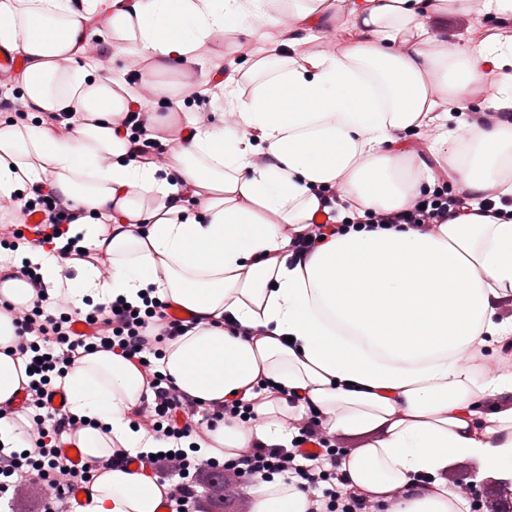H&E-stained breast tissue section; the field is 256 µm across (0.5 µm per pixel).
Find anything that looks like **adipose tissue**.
Listing matches in <instances>:
<instances>
[{
  "instance_id": "adipose-tissue-1",
  "label": "adipose tissue",
  "mask_w": 512,
  "mask_h": 512,
  "mask_svg": "<svg viewBox=\"0 0 512 512\" xmlns=\"http://www.w3.org/2000/svg\"><path fill=\"white\" fill-rule=\"evenodd\" d=\"M344 13L339 50L311 52L309 33ZM490 20L495 35L456 46L434 23ZM512 0H0V47L25 65L16 81L31 112L68 113L69 133L0 123V199L48 181L77 215L69 234L105 254L109 276L80 262L77 279L43 265L73 308L158 298L191 323L159 361L203 407L236 399L253 425L225 418L198 440L202 458L253 445L285 448L317 413L329 432H373L336 460L343 487L393 512H459L443 475L470 460L477 479L512 482V371L482 373V352L512 340ZM261 37L249 97H224L234 130L196 123L166 162L136 157L116 134L130 93L80 65L89 35L148 75L195 64L212 37ZM491 85L496 125L478 122ZM435 128L451 149L429 159L404 141ZM466 201L428 231L410 224L349 229L310 252L292 242L339 192L332 220L409 206L437 178ZM496 193L494 211L482 209ZM197 208H190V199ZM17 329L0 309V406L27 385L12 356ZM72 443L99 468L80 512H161L163 485L107 460L165 441L131 414L154 399L144 370L115 351L85 356L64 379ZM498 404L485 411L483 401ZM310 495L280 475L253 512H309Z\"/></svg>"
}]
</instances>
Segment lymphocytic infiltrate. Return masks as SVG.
<instances>
[{
  "label": "lymphocytic infiltrate",
  "instance_id": "f902f5d3",
  "mask_svg": "<svg viewBox=\"0 0 512 512\" xmlns=\"http://www.w3.org/2000/svg\"><path fill=\"white\" fill-rule=\"evenodd\" d=\"M462 206L460 196L441 194L426 203L416 202L400 210L372 211L370 220L380 226L412 224L429 230L457 217ZM24 212L38 214L42 224L40 236L32 240V247L44 249L46 256H55L51 243L66 237L75 213L53 194L40 195L38 202L25 204ZM21 274L36 293L32 303L9 308L18 329L15 355L22 357L30 353L34 356L29 363L33 383L22 389L29 421L23 439L30 449L25 454L0 451V497L15 494L19 487L27 484L39 485L48 493L44 512H63L66 490L89 484L96 466L88 462L73 467L62 461L63 438L73 434L79 422L70 413H61L52 407L51 397L57 391L54 378L63 377L71 365L93 349H117L129 357L161 356L163 344L180 335L182 323L171 318L166 304L156 299L147 301L140 312L129 306L117 309L110 305L94 307L85 314L72 313L62 298L51 296L50 286L45 283L39 266L24 264ZM80 319L92 325L91 334L73 332V323ZM143 368L155 398L151 405L137 409L135 415L141 418L148 433L174 444L171 455L155 456L150 464L155 472L171 479L167 500L174 503L175 512H200L202 477L217 469L233 471L236 477L254 482L279 474L303 490L322 481L316 464L332 455L333 448L312 423L300 428L301 442L290 449L259 444L240 458L225 462L189 455L180 442L193 434L194 427L189 423L178 424L177 414L193 408L194 400L179 394L167 378L158 376L152 363H144Z\"/></svg>",
  "mask_w": 512,
  "mask_h": 512
}]
</instances>
